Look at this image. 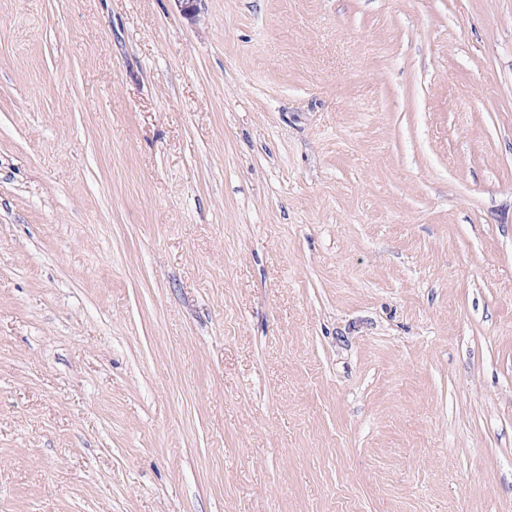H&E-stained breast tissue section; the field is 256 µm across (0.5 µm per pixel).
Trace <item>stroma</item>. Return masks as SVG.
I'll return each mask as SVG.
<instances>
[{
	"label": "stroma",
	"instance_id": "stroma-1",
	"mask_svg": "<svg viewBox=\"0 0 512 512\" xmlns=\"http://www.w3.org/2000/svg\"><path fill=\"white\" fill-rule=\"evenodd\" d=\"M0 512H512V0H0Z\"/></svg>",
	"mask_w": 512,
	"mask_h": 512
}]
</instances>
